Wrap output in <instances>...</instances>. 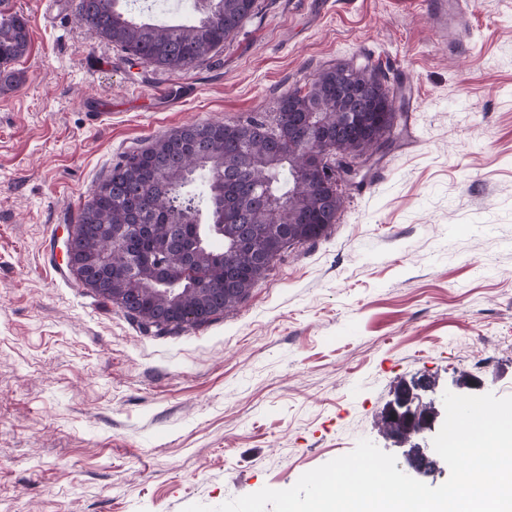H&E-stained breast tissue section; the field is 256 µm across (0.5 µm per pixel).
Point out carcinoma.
I'll list each match as a JSON object with an SVG mask.
<instances>
[{
	"label": "carcinoma",
	"instance_id": "carcinoma-1",
	"mask_svg": "<svg viewBox=\"0 0 512 512\" xmlns=\"http://www.w3.org/2000/svg\"><path fill=\"white\" fill-rule=\"evenodd\" d=\"M121 0H79L78 15L94 37L157 68L180 70L214 55L233 37L258 7V0H193L201 18L189 24L147 23L120 7ZM27 22L17 15H0V76L30 47ZM365 73L344 74L339 66L318 71L306 90L283 94L276 112L248 116L232 122L202 121L170 131L146 145L122 154L106 179L112 191L90 209L82 208L76 223L85 226L79 250L102 248V228L107 224H142L139 239L170 240L178 256L195 266L200 277L224 293L212 296V308L229 310L240 303L274 268L276 260L252 252L245 237L251 230L288 234L301 210L320 213L301 243L327 235L336 223V202H327L315 187L300 178L297 159L307 149L299 124L313 120L336 145V119L353 95L366 86ZM216 126L218 132L198 140L191 130ZM275 198L262 205L258 198ZM111 264L98 271L120 288L182 289L186 309L179 324L155 327L157 335L200 325L193 313L192 284L179 281L174 268L141 265L131 271L133 252L125 246L107 253ZM140 329L148 331L150 319H163L162 300L154 299L140 310L126 309Z\"/></svg>",
	"mask_w": 512,
	"mask_h": 512
}]
</instances>
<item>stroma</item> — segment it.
Returning a JSON list of instances; mask_svg holds the SVG:
<instances>
[{"instance_id": "obj_1", "label": "stroma", "mask_w": 512, "mask_h": 512, "mask_svg": "<svg viewBox=\"0 0 512 512\" xmlns=\"http://www.w3.org/2000/svg\"><path fill=\"white\" fill-rule=\"evenodd\" d=\"M23 16L0 89V512H183L291 488L360 440L399 455L401 382L459 372L512 396V0H471L461 50L417 0H259L171 73L88 33L78 0ZM407 71L415 147L378 159L326 237L224 315L142 331L62 259L94 184L175 128L274 112L323 67ZM112 99L100 118L87 110Z\"/></svg>"}]
</instances>
